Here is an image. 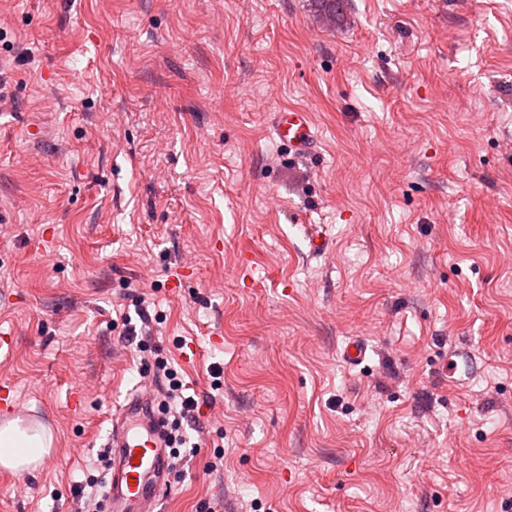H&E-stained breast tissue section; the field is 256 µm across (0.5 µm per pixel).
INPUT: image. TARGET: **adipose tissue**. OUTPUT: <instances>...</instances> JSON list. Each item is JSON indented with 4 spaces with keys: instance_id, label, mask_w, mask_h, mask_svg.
<instances>
[{
    "instance_id": "adipose-tissue-1",
    "label": "adipose tissue",
    "mask_w": 512,
    "mask_h": 512,
    "mask_svg": "<svg viewBox=\"0 0 512 512\" xmlns=\"http://www.w3.org/2000/svg\"><path fill=\"white\" fill-rule=\"evenodd\" d=\"M52 432L42 424L13 418L0 422V468L12 472H33L49 454Z\"/></svg>"
}]
</instances>
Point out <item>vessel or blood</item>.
Listing matches in <instances>:
<instances>
[{"label": "vessel or blood", "mask_w": 512, "mask_h": 512, "mask_svg": "<svg viewBox=\"0 0 512 512\" xmlns=\"http://www.w3.org/2000/svg\"><path fill=\"white\" fill-rule=\"evenodd\" d=\"M273 131L295 155L310 153L317 141L308 112L276 113ZM107 445L112 465L103 500L105 512H155L169 482L167 440L150 398L130 395L112 415Z\"/></svg>", "instance_id": "1"}]
</instances>
